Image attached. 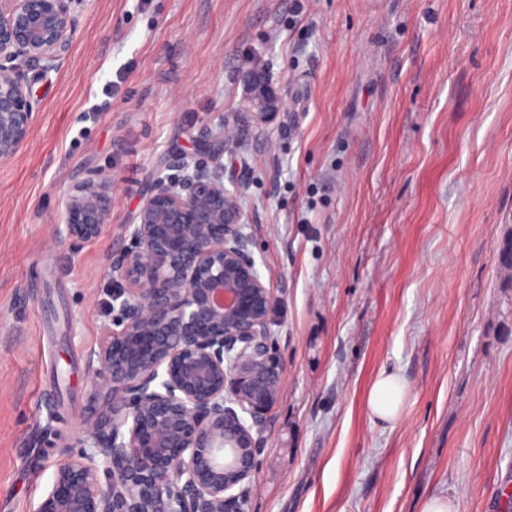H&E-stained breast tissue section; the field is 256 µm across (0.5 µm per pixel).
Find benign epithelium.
Wrapping results in <instances>:
<instances>
[{
	"label": "benign epithelium",
	"mask_w": 512,
	"mask_h": 512,
	"mask_svg": "<svg viewBox=\"0 0 512 512\" xmlns=\"http://www.w3.org/2000/svg\"><path fill=\"white\" fill-rule=\"evenodd\" d=\"M75 0H0V159L24 147L34 121L22 63L52 69L70 49ZM259 123L285 101L263 67L246 77ZM125 226L132 247L108 273L119 318L106 331L90 383L84 447L56 463L35 512H245L237 491L256 473L255 434L284 379L271 351L273 291L262 278L236 190L182 156ZM112 185L89 179L69 194L63 223L98 237Z\"/></svg>",
	"instance_id": "obj_1"
}]
</instances>
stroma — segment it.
<instances>
[{"instance_id":"35a3bbf8","label":"stroma","mask_w":512,"mask_h":512,"mask_svg":"<svg viewBox=\"0 0 512 512\" xmlns=\"http://www.w3.org/2000/svg\"><path fill=\"white\" fill-rule=\"evenodd\" d=\"M74 0L57 68L26 63L34 123L0 160V512H36L82 446L107 274L173 159L226 127L274 292L285 370L245 512H506L512 488V0ZM262 66L276 120L242 105ZM112 182L80 241L74 186ZM392 370V425L369 388ZM112 213V185L106 180L89 179L73 188L69 194L63 223L74 239L98 237ZM407 395V383L397 372L383 370L374 379L367 396V408L383 422H394Z\"/></svg>"}]
</instances>
